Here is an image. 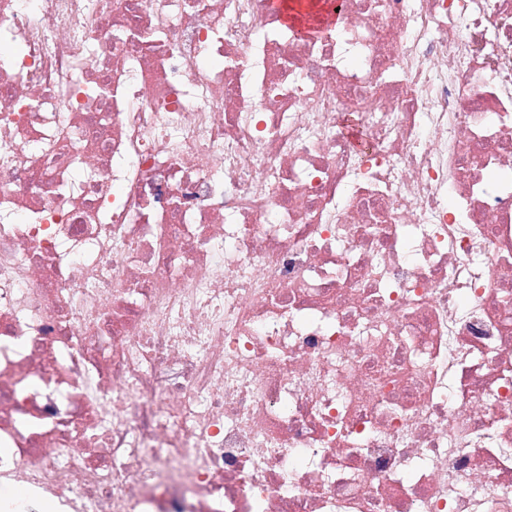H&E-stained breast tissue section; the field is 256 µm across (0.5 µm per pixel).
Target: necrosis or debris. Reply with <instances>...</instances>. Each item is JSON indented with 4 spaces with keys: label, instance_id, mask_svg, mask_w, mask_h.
<instances>
[{
    "label": "necrosis or debris",
    "instance_id": "necrosis-or-debris-1",
    "mask_svg": "<svg viewBox=\"0 0 512 512\" xmlns=\"http://www.w3.org/2000/svg\"><path fill=\"white\" fill-rule=\"evenodd\" d=\"M343 3L0 0V512H512V0Z\"/></svg>",
    "mask_w": 512,
    "mask_h": 512
}]
</instances>
